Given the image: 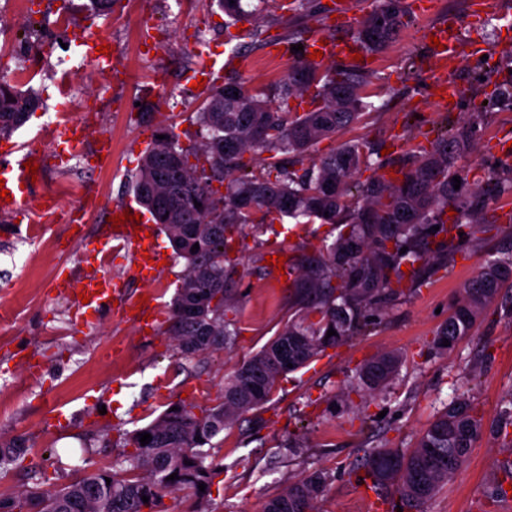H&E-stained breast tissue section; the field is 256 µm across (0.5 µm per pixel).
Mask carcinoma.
Here are the masks:
<instances>
[{
  "mask_svg": "<svg viewBox=\"0 0 512 512\" xmlns=\"http://www.w3.org/2000/svg\"><path fill=\"white\" fill-rule=\"evenodd\" d=\"M233 25L244 15L241 0H217ZM406 0H377L375 9L354 31L366 50L380 52L408 25ZM363 70L346 67L320 71L307 59L294 63L269 91H252L233 77L215 86L196 113L201 140L188 146L168 127L159 128L131 177L137 202L158 224L187 263L171 306L167 333L184 357L227 348L238 335L234 314L238 298L232 288L243 258L231 255L249 224H263L272 214L293 220L341 224L344 230L315 252L292 249L295 310L276 335L244 360L225 380L215 403L195 413L179 402L147 425L125 434L116 466L86 472L59 488L27 490L0 499V512H167L164 492L188 490L197 512H211L210 488L222 468L206 462L212 440L243 415L263 406L279 379L317 360L327 348L356 336L386 307L451 262L472 241L462 227L485 222L488 200L512 190V168L492 172L488 183H470L459 164L479 137L476 120L458 122L406 155L392 178L379 173L385 163L370 162L359 141L339 145L304 165L312 148L355 123L368 104L361 88ZM320 103L297 114L288 99L310 86ZM38 107L37 99L0 80V136L21 128ZM269 154L263 167L248 169L244 154ZM181 176L168 177L172 165ZM376 174L361 182L362 168ZM460 177L454 189L453 177ZM201 207H195V203ZM455 215L450 216L448 212ZM439 230H433V227ZM199 250L191 252L194 244ZM406 252H401V248ZM406 270H401V267ZM512 282V254L486 260L461 288L437 343L455 346L471 335L482 313ZM333 329L336 334L326 337ZM402 356L383 352L357 369L368 393L383 390L397 374ZM482 431L465 399L451 401L410 450L377 448L360 466L368 472L378 497L395 490L401 509H414L434 496L463 467ZM152 440L143 446L140 434ZM19 435L0 440V472L25 454ZM123 470H118V467ZM177 474L174 480L171 474ZM328 482L322 469L285 484L265 501L262 512H315V500ZM206 484L205 491L199 484ZM149 497L143 502L142 497Z\"/></svg>",
  "mask_w": 512,
  "mask_h": 512,
  "instance_id": "carcinoma-1",
  "label": "carcinoma"
}]
</instances>
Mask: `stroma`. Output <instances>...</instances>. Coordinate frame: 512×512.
<instances>
[{"mask_svg":"<svg viewBox=\"0 0 512 512\" xmlns=\"http://www.w3.org/2000/svg\"><path fill=\"white\" fill-rule=\"evenodd\" d=\"M35 2L34 10L1 14L0 32L24 42L44 41L52 34L51 21L67 15L73 28L89 24L95 35L109 38L120 74L104 75L89 66L70 80L74 100L97 116L87 141L67 162L49 169L16 216H0V439L23 435L30 445L10 473L0 474V498L63 485L85 469L111 468L124 451V433L149 423L173 402L212 405L225 379L282 327L291 283L274 272L267 255L289 252L297 242L334 241L338 225L303 226L272 215L262 232L245 229L244 267L234 284L240 333L231 347L190 359L175 351L165 333L185 259L170 256L150 281L128 253L103 270L135 296L162 282L158 320L149 332L115 309L91 316L86 324L75 322L72 302L60 297L56 276L63 271L77 280L88 273L74 240L76 205L84 207L85 235H95L113 206L133 201L129 179L140 165L146 138L170 125L182 143L196 141L193 118L205 93L192 83L201 54H241L251 61L249 70L240 72L241 81L266 90L293 65L270 55L272 43L348 38L354 31L336 24L325 0H313L310 13L293 10L290 0H242L253 17L238 32L227 29L213 0H116L111 13L101 15L90 0ZM434 2L430 14H413L399 38L373 55L364 89L369 108L358 123L322 140L314 156L349 140L373 152L390 147L399 156L426 146L447 123L476 115L479 139L461 160L469 181L485 179L496 165L512 166V153L499 147L500 139H512V103L498 95L504 76L512 73V12L463 27L456 78L464 95L448 113L429 96L432 74L417 68L416 60L426 48L423 28L448 13L464 14L467 0ZM146 18L153 36L144 51L140 33ZM21 59L36 73L28 89L42 106L11 138L0 136L2 151L11 141L46 147L45 127L65 102L55 56L23 58L5 49L0 73L11 75ZM103 133L112 138V164L101 169L93 165L92 153ZM70 182L83 185L79 199L60 193ZM47 195L56 205L50 221L40 214ZM508 203L512 191L492 197L488 211L497 221L477 232L474 247L390 305L361 335L287 374L263 408L216 437L222 472L211 486L212 512H261L279 486L318 469L329 475L318 512H364L357 459L371 448H413L457 393L470 398L483 433L464 468L416 512H504L496 483L512 471V442L498 435L497 426L512 408V313L489 308L473 336L452 349H440L435 334L464 282L488 257L512 248V219L501 214ZM385 350L402 354L398 375L373 395L351 390L356 367Z\"/></svg>","mask_w":512,"mask_h":512,"instance_id":"obj_1","label":"stroma"}]
</instances>
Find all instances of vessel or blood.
Wrapping results in <instances>:
<instances>
[{
    "label": "vessel or blood",
    "mask_w": 512,
    "mask_h": 512,
    "mask_svg": "<svg viewBox=\"0 0 512 512\" xmlns=\"http://www.w3.org/2000/svg\"><path fill=\"white\" fill-rule=\"evenodd\" d=\"M461 22L456 15H449L448 19L439 21L428 26L427 31L437 39H440V47L430 48L429 53L436 61L439 70L431 85V91L435 93V100L442 105L445 111H455V102L461 97V90L458 84L452 79L451 73L455 66L456 45ZM76 42L82 49L84 58L96 67L101 69L110 68L112 60L104 54H96L97 40L89 34H80ZM307 49L322 50L324 58L327 59H350L351 55L357 53V45L350 40L311 39L306 44ZM239 66L240 69H247L250 62L247 58L222 59L218 54H209L208 58L200 59L197 74L199 77L211 79L225 68ZM86 133V127L70 121H55L49 126V135L52 145L51 154H44L40 148L31 143L18 146L17 156L14 161L0 165V186L8 190V198L0 197V213L12 215L19 207L29 199L34 185L30 175L27 174L25 165L32 162L39 166H46L47 156H54L59 161L68 160L81 146ZM113 213H129L130 219L126 221L123 230H115L114 227H106L105 231L96 237L88 239L84 243L86 254L94 256L101 265H108L112 261L114 247L120 246L129 249L141 270H148L150 262L162 261L161 252L151 243L149 238H136L133 228L135 223L133 217L138 214V207L133 204L115 205ZM83 292L89 293L91 299L88 303L77 304L76 313L78 317H85L98 313V311L109 305H116L118 310L124 314H138L139 318H146L148 310L137 309L135 300L126 297L118 288L116 281L107 276L90 274L82 282Z\"/></svg>",
    "instance_id": "b4317fda"
}]
</instances>
